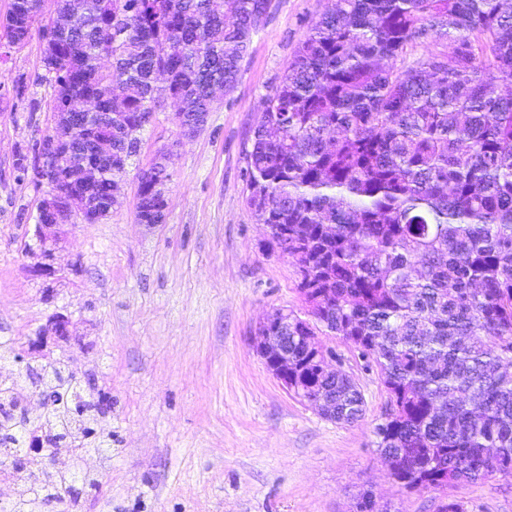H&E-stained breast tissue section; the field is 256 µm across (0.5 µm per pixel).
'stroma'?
<instances>
[{"label": "stroma", "mask_w": 512, "mask_h": 512, "mask_svg": "<svg viewBox=\"0 0 512 512\" xmlns=\"http://www.w3.org/2000/svg\"><path fill=\"white\" fill-rule=\"evenodd\" d=\"M332 4L269 0L238 83L197 135L180 136L170 108L156 112L110 216L67 225L51 284L28 273L44 190L15 166L52 120L44 44L0 45V338L13 342L0 377L29 386L30 339L68 317L69 366L112 406L98 421L112 456L84 464L100 480L82 499L93 512H357L365 496L373 512H438L454 497L468 512H512V478L447 492L392 479L374 433L386 394L352 347L320 339L364 395L351 425L291 396L256 350L260 322L302 302L296 259L265 249L246 202L245 150L264 98ZM167 147L166 217L148 226L137 174Z\"/></svg>", "instance_id": "stroma-1"}]
</instances>
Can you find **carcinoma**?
Segmentation results:
<instances>
[{
	"instance_id": "obj_1",
	"label": "carcinoma",
	"mask_w": 512,
	"mask_h": 512,
	"mask_svg": "<svg viewBox=\"0 0 512 512\" xmlns=\"http://www.w3.org/2000/svg\"><path fill=\"white\" fill-rule=\"evenodd\" d=\"M43 0H12L10 45L41 25ZM69 28L44 49L52 111L58 79L96 97L110 121H74V141H112L96 193L112 190L133 157L131 133L150 103L203 112L217 74L229 88L266 0H56ZM454 43L452 51L441 42ZM426 49L410 65L409 50ZM112 54V72L99 71ZM512 0H337L300 40L262 104L246 149L248 204L269 225V247L298 259L302 311H288V393L336 423L364 414L353 375L321 372L318 334L355 347L376 367L391 412L375 427L378 451L407 489L455 488L512 477ZM167 182L138 175L136 216L164 217ZM67 357L49 365L47 414L13 411L28 398L0 380V447L39 434L69 465L22 481L7 512H39L43 497L89 476L95 404L71 387Z\"/></svg>"
}]
</instances>
